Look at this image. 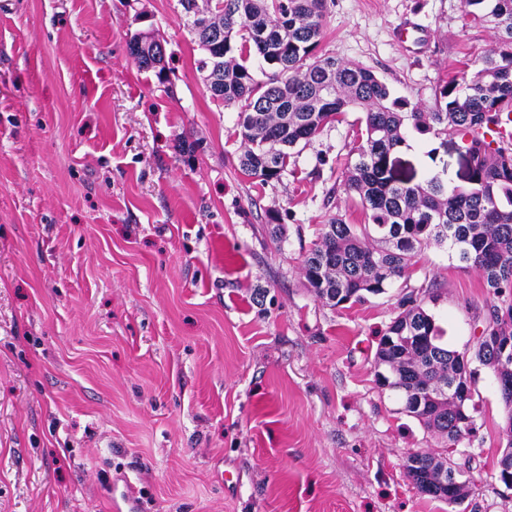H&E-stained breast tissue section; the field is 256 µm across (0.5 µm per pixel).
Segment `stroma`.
I'll return each mask as SVG.
<instances>
[{
    "label": "stroma",
    "instance_id": "stroma-1",
    "mask_svg": "<svg viewBox=\"0 0 512 512\" xmlns=\"http://www.w3.org/2000/svg\"><path fill=\"white\" fill-rule=\"evenodd\" d=\"M406 20L418 46L399 41ZM148 32L169 83L127 53ZM493 39L462 0H332L318 51L430 107ZM203 57L177 0H0V512H109L118 474L141 512H512L490 369L453 456L470 461L457 505L414 488L408 453L444 445L375 377L376 333L414 289L433 290L450 348L475 349L478 272L434 245L365 303L316 297L302 252L330 214L364 220L342 187L362 114L256 185ZM396 158L461 182L454 148Z\"/></svg>",
    "mask_w": 512,
    "mask_h": 512
}]
</instances>
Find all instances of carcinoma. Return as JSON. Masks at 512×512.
<instances>
[{
    "label": "carcinoma",
    "instance_id": "carcinoma-1",
    "mask_svg": "<svg viewBox=\"0 0 512 512\" xmlns=\"http://www.w3.org/2000/svg\"><path fill=\"white\" fill-rule=\"evenodd\" d=\"M177 2L205 53L201 70L210 97L239 108L245 149L237 157L238 169L258 184L279 180L293 150L349 109L364 113L354 161L343 173L345 191L359 199L364 223L349 224L333 214L303 253L302 273L315 295L332 306L362 303L405 276L430 244L446 243L458 261L478 270L495 298L485 335L512 338V137L498 142L485 137L512 116V0H463L466 15L492 29L495 39L478 56L480 69L465 91L449 80L430 108L392 97L371 68L318 52L329 0ZM208 29L223 31L221 41L210 42ZM137 43V68L155 69L160 40L141 33ZM253 53L269 67L263 81L249 64ZM412 134L436 139L442 147L456 140L472 163L469 181L450 188L436 175L415 185L395 180L392 156ZM428 300L436 297L411 291L399 299L401 312L377 346L376 381L390 378L403 412L453 448L476 431V403L426 397L418 408L420 384L446 391L462 379V362L488 367L504 382L503 433L512 449V357L500 358L482 339L471 355L448 348ZM445 463L416 451L407 455L405 469L421 494L444 501L430 487Z\"/></svg>",
    "mask_w": 512,
    "mask_h": 512
}]
</instances>
